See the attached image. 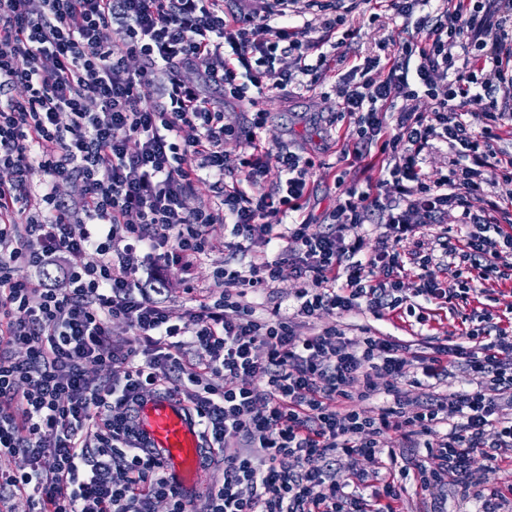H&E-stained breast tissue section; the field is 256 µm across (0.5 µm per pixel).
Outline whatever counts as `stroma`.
I'll return each instance as SVG.
<instances>
[{
    "mask_svg": "<svg viewBox=\"0 0 512 512\" xmlns=\"http://www.w3.org/2000/svg\"><path fill=\"white\" fill-rule=\"evenodd\" d=\"M349 24L358 29V37L347 41L340 48L338 57L319 72L315 85L304 89L289 86L286 91L277 93L263 104L267 111L266 125L262 133L265 146L273 150H290L315 162L314 183L304 212L316 224L327 223L329 215L339 202L342 193L338 186L340 175H347L348 179H357L363 183L376 182L379 177L378 166L370 164L369 161H362L354 168L349 167L346 161V153L353 150L354 145L345 135L346 121L336 118V84L356 58L378 54L379 43L397 35L404 21L394 16L388 0H361L349 18ZM213 234L220 241V248L200 260L187 275L167 274L162 299L172 316H181L191 305L184 292L185 280H194L205 292L220 294L225 289V283L215 277L214 271L223 267L225 258L234 257L238 266L245 267L260 253L256 247L243 252L236 250V239L230 227L215 226ZM484 287L485 294L471 298L467 305L458 306L457 310L444 308L435 311L423 326L412 323L409 318L391 314L379 319L364 309L343 315L338 320L329 315L323 317L322 322L328 325L333 321H340L348 335L354 337L368 327L384 335L422 346L430 336H461L466 317L482 309L489 299L512 293V281H488Z\"/></svg>",
    "mask_w": 512,
    "mask_h": 512,
    "instance_id": "obj_1",
    "label": "stroma"
}]
</instances>
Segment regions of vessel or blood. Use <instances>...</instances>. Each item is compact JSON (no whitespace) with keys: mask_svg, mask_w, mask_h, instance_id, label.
Instances as JSON below:
<instances>
[{"mask_svg":"<svg viewBox=\"0 0 512 512\" xmlns=\"http://www.w3.org/2000/svg\"><path fill=\"white\" fill-rule=\"evenodd\" d=\"M137 427L147 449L163 464L169 481L186 498L201 489L203 448L196 418L185 405L164 394L138 409Z\"/></svg>","mask_w":512,"mask_h":512,"instance_id":"b4317fda","label":"vessel or blood"}]
</instances>
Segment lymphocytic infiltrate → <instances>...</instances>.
<instances>
[{"label":"lymphocytic infiltrate","instance_id":"lymphocytic-infiltrate-1","mask_svg":"<svg viewBox=\"0 0 512 512\" xmlns=\"http://www.w3.org/2000/svg\"><path fill=\"white\" fill-rule=\"evenodd\" d=\"M0 0V505L28 512H194L144 449L137 408L165 394L200 425L205 463L222 462L203 512H399L408 487L441 512L447 487L469 497L476 458L490 465L512 450V329L484 309L463 342L414 351L392 336H347L322 315L366 308L376 316L468 301L489 280H512V211L487 198L483 171L512 159L494 148L512 109L490 98L512 84V0H391L407 36L388 63L364 57L339 85L355 158L375 154L380 183L395 198L346 191L331 223L295 220L315 163L270 151L258 136L261 104L326 66L325 46L355 38L357 0ZM318 10L319 23L305 20ZM303 25H296V18ZM115 27L119 39L103 32ZM192 71L197 81L188 82ZM23 87L16 98L10 91ZM489 99L480 125L464 118ZM251 109L247 125L225 123L228 101ZM236 139L247 151L233 155ZM446 144V173L424 172L425 152ZM279 179L259 191L270 169ZM79 200L57 198L59 183ZM207 186L212 200L187 208ZM483 199L482 209L472 202ZM385 211L374 246L362 227ZM456 213L460 234L440 233L422 253L420 229ZM228 224L237 246L274 248L248 267L225 264L230 290L187 285L183 317L157 300L155 269L183 271L216 249ZM68 255L81 265L56 280ZM291 263L301 281L292 310L262 298ZM450 271L449 286L429 266ZM132 333L112 341V325ZM107 370L93 380L89 366ZM460 367L471 387L411 400ZM387 378L379 387L378 378ZM387 396L367 413L365 402ZM457 422L440 432L449 417ZM408 447L389 448L388 432ZM367 469L337 478L336 464Z\"/></svg>","mask_w":512,"mask_h":512}]
</instances>
